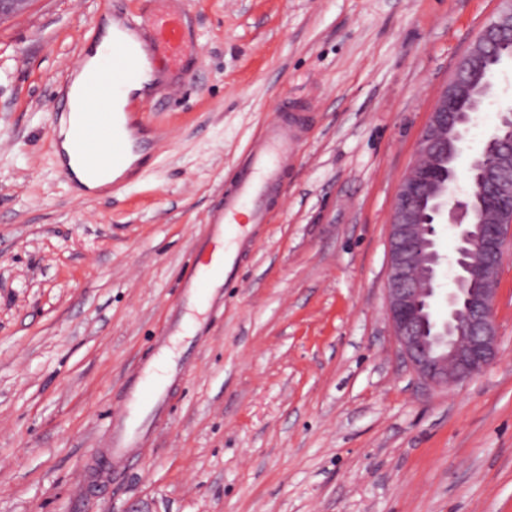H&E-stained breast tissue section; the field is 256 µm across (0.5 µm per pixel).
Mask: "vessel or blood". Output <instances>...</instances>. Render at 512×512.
<instances>
[{
    "label": "vessel or blood",
    "instance_id": "1",
    "mask_svg": "<svg viewBox=\"0 0 512 512\" xmlns=\"http://www.w3.org/2000/svg\"><path fill=\"white\" fill-rule=\"evenodd\" d=\"M135 30V21L118 23L104 50L110 61L109 71L92 77L79 91L86 107L73 129V153L90 177L107 174L125 162L126 134L139 122L134 103H126L120 112L108 110V103L121 100L123 88L137 68H145L156 76L182 62L185 37L179 15H156L150 38L142 42L129 40V33ZM301 121L302 114L295 109L276 114L250 145L233 190L224 196L223 208L208 217L214 236L224 243V254L206 262L205 279H212L219 271L225 278L234 277L237 260L250 244L251 227L266 221L268 199L278 188L294 152ZM153 373L148 365L139 367L137 374L142 386L130 387L112 416L106 455L113 467L127 465L139 454L144 438L140 417L158 414L164 405V383L154 379Z\"/></svg>",
    "mask_w": 512,
    "mask_h": 512
}]
</instances>
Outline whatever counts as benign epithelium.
<instances>
[{
	"label": "benign epithelium",
	"mask_w": 512,
	"mask_h": 512,
	"mask_svg": "<svg viewBox=\"0 0 512 512\" xmlns=\"http://www.w3.org/2000/svg\"><path fill=\"white\" fill-rule=\"evenodd\" d=\"M486 24L443 87L416 143L417 161L398 185L390 222L386 301L393 338L402 357L426 385L448 388L481 373L500 354L495 323L496 282L512 244V147L484 164L468 158L470 191L456 194L458 171L448 173L432 215L422 220L421 201L436 184L435 160L454 140H466L474 114L463 109L466 78L485 67L488 54L505 35L512 37V0ZM455 229L451 266L454 282L481 281L483 288H455L443 294L439 279L441 219Z\"/></svg>",
	"instance_id": "benign-epithelium-1"
}]
</instances>
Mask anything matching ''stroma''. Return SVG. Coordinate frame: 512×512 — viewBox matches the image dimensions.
<instances>
[{"label":"stroma","instance_id":"1","mask_svg":"<svg viewBox=\"0 0 512 512\" xmlns=\"http://www.w3.org/2000/svg\"><path fill=\"white\" fill-rule=\"evenodd\" d=\"M499 0H32L0 21V512H512V256L497 360L450 389L402 362L388 222L438 92ZM181 16L163 139L77 198L49 116L90 28ZM307 123L220 306L183 299L209 212L283 107ZM512 106V63L466 139ZM185 361L133 469L100 466L132 371Z\"/></svg>","mask_w":512,"mask_h":512}]
</instances>
